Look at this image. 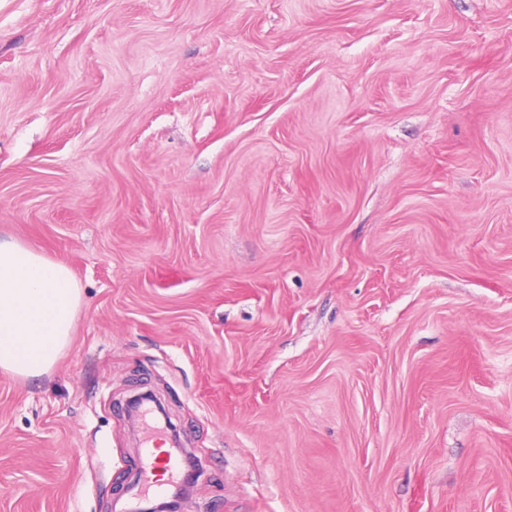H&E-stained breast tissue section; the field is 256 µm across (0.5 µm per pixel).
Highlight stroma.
Instances as JSON below:
<instances>
[{"mask_svg":"<svg viewBox=\"0 0 512 512\" xmlns=\"http://www.w3.org/2000/svg\"><path fill=\"white\" fill-rule=\"evenodd\" d=\"M0 235L81 293L0 512L171 424L183 512H512V0H0Z\"/></svg>","mask_w":512,"mask_h":512,"instance_id":"obj_1","label":"stroma"}]
</instances>
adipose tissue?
<instances>
[{
	"mask_svg": "<svg viewBox=\"0 0 512 512\" xmlns=\"http://www.w3.org/2000/svg\"><path fill=\"white\" fill-rule=\"evenodd\" d=\"M80 305L69 268L14 239H0V371L48 373L68 346Z\"/></svg>",
	"mask_w": 512,
	"mask_h": 512,
	"instance_id": "1",
	"label": "adipose tissue"
}]
</instances>
